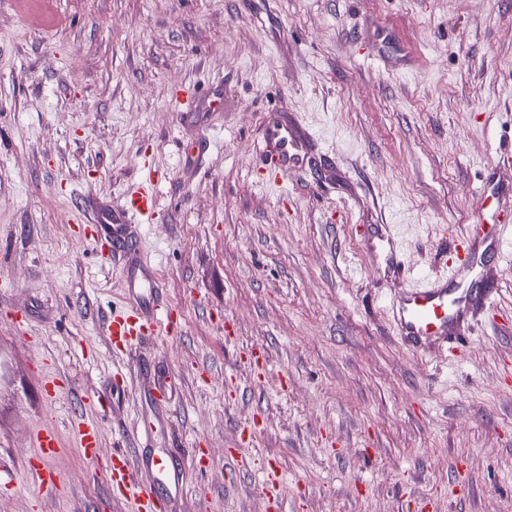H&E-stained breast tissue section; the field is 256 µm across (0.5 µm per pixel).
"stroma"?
Returning a JSON list of instances; mask_svg holds the SVG:
<instances>
[{
  "label": "stroma",
  "instance_id": "1",
  "mask_svg": "<svg viewBox=\"0 0 512 512\" xmlns=\"http://www.w3.org/2000/svg\"><path fill=\"white\" fill-rule=\"evenodd\" d=\"M382 24L399 59L374 55ZM214 82L223 111L182 119L181 95ZM270 110L315 142L311 168L280 183L259 165ZM510 147L512 0H0V466L16 478L0 512H126L103 472L113 452L181 460L194 444L207 468L168 512H267L271 462L282 512H512V240L493 318L455 360L395 334L400 285L364 235L394 225L426 274ZM148 168L141 258L183 327L116 356L124 277L83 219ZM170 373L178 414L139 446L144 391ZM46 429L53 496L28 470Z\"/></svg>",
  "mask_w": 512,
  "mask_h": 512
}]
</instances>
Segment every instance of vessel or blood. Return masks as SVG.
Listing matches in <instances>:
<instances>
[{"label":"vessel or blood","mask_w":512,"mask_h":512,"mask_svg":"<svg viewBox=\"0 0 512 512\" xmlns=\"http://www.w3.org/2000/svg\"><path fill=\"white\" fill-rule=\"evenodd\" d=\"M259 157L269 166L275 179L304 170L313 151V140L299 123H282L277 113H267ZM512 167V152L500 155L489 168L478 201L477 226L463 237L453 254L442 266L432 269L421 279H414L399 248L394 229L389 224H373L367 242L376 260L380 276L401 283L402 290L391 304L392 322L401 339L418 352L441 344L451 357H458L474 317L488 312L497 292L495 279L485 268L488 258L500 251L505 231L512 226V180H504L501 169ZM155 199L146 187L132 190L125 206L108 205L91 208V224L101 262H123L128 307L114 314L109 324L113 348L127 350L144 337L165 341L178 331L172 318L173 307L164 298L156 274L139 257L135 248L132 224L135 217H153ZM151 399L158 411L172 414L173 383L165 378L150 388ZM41 449L38 466L31 473L42 491L55 493L62 485L61 477L51 465L57 454L54 431L46 430L37 437ZM112 491L129 506V512H163L162 490L185 489L188 471L167 459L157 458L143 463L137 457L119 451L105 466ZM265 493L270 512H281L280 479L275 465L266 468Z\"/></svg>","instance_id":"vessel-or-blood-1"}]
</instances>
